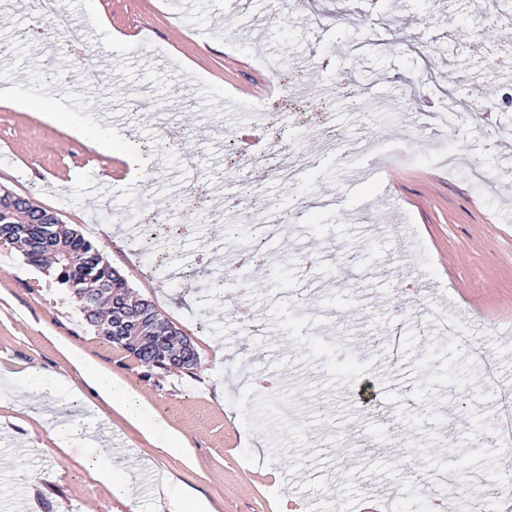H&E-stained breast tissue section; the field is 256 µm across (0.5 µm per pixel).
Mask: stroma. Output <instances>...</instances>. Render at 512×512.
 <instances>
[{
  "label": "stroma",
  "instance_id": "stroma-1",
  "mask_svg": "<svg viewBox=\"0 0 512 512\" xmlns=\"http://www.w3.org/2000/svg\"><path fill=\"white\" fill-rule=\"evenodd\" d=\"M81 52L40 66L44 36L23 0L0 10V76L26 86L46 71L73 77L51 86L44 106L58 123L0 105V185L59 214L88 235L141 297L192 339L198 364L164 375L142 366L83 319L51 274L0 247V512H131L93 474L84 448H60L54 428L75 416L103 431L107 454L125 448L141 460L133 497L152 512L157 473L205 497L215 512H431V501L403 479L411 456L421 472L452 470L460 485L451 512H470L476 491L501 479L503 455L491 430L471 429L490 414L473 349L497 364L512 387V110L482 108L486 88L512 99V0H382L385 42L351 58L350 86L332 79L328 57L365 40L372 16L346 0H61ZM100 9L106 25L92 18ZM288 56L284 91L271 93L260 54ZM94 69L98 79L80 73ZM325 79L313 81L310 71ZM150 89L172 113L153 125L131 104ZM435 132L417 115L440 113ZM261 100L269 123L261 145L272 163L305 159L293 194L281 193L262 164L242 154ZM112 128L114 157L92 143ZM335 140L327 151L325 136ZM147 152L139 180L117 155ZM278 199L293 221L266 235L265 249L288 264L284 284L268 269L248 270L261 287L250 321L198 277L201 256L220 263L231 240L225 224H247L246 206L220 203L225 190ZM137 199L153 254L170 253L183 280L158 285L151 263L132 254L127 225L102 210ZM307 277L295 274L309 255ZM469 314L465 345L448 342L430 312ZM80 351L99 370L133 387L181 440L155 447L116 412L68 358ZM38 368L63 378L37 413L19 405L24 375ZM366 385L381 414L358 410L351 379ZM288 402L282 419L276 401ZM457 412L459 440L479 455L455 458L444 420Z\"/></svg>",
  "mask_w": 512,
  "mask_h": 512
}]
</instances>
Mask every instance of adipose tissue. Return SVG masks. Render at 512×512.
Returning a JSON list of instances; mask_svg holds the SVG:
<instances>
[{"instance_id":"obj_1","label":"adipose tissue","mask_w":512,"mask_h":512,"mask_svg":"<svg viewBox=\"0 0 512 512\" xmlns=\"http://www.w3.org/2000/svg\"><path fill=\"white\" fill-rule=\"evenodd\" d=\"M69 358L81 374L90 379L98 394L119 409L130 421L138 424L146 436L159 448H176L180 439L164 422L159 420L150 406L139 395L128 390L111 376L87 363L79 351H71Z\"/></svg>"}]
</instances>
